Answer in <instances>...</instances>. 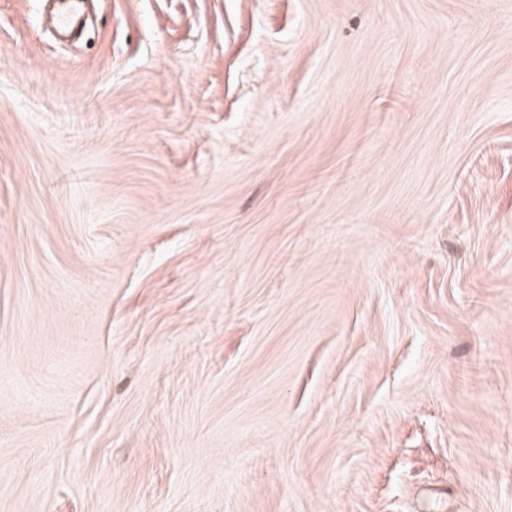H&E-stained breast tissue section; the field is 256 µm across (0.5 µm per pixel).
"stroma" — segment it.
<instances>
[{"instance_id": "obj_1", "label": "stroma", "mask_w": 512, "mask_h": 512, "mask_svg": "<svg viewBox=\"0 0 512 512\" xmlns=\"http://www.w3.org/2000/svg\"><path fill=\"white\" fill-rule=\"evenodd\" d=\"M0 0V512H512V0Z\"/></svg>"}]
</instances>
